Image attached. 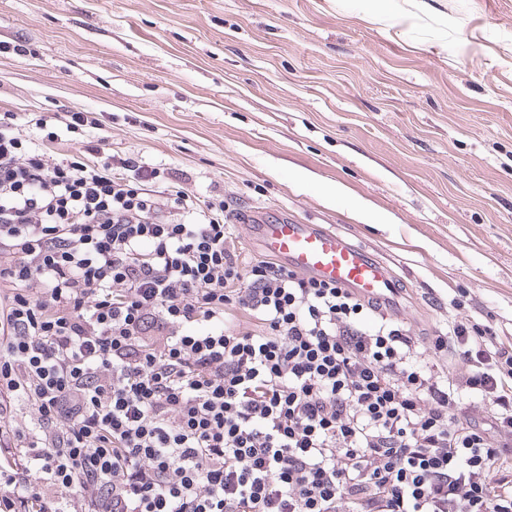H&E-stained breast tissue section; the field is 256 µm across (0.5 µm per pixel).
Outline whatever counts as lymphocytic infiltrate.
<instances>
[{
  "mask_svg": "<svg viewBox=\"0 0 512 512\" xmlns=\"http://www.w3.org/2000/svg\"><path fill=\"white\" fill-rule=\"evenodd\" d=\"M13 118L0 512H512V346L490 325L452 307L410 336L388 303L242 258L223 205L158 198L138 155L65 156Z\"/></svg>",
  "mask_w": 512,
  "mask_h": 512,
  "instance_id": "1",
  "label": "lymphocytic infiltrate"
}]
</instances>
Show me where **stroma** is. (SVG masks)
Returning a JSON list of instances; mask_svg holds the SVG:
<instances>
[{"label":"stroma","instance_id":"1","mask_svg":"<svg viewBox=\"0 0 512 512\" xmlns=\"http://www.w3.org/2000/svg\"><path fill=\"white\" fill-rule=\"evenodd\" d=\"M95 113L56 152H134L152 190L319 224L391 273L410 335L512 343V0H0V113Z\"/></svg>","mask_w":512,"mask_h":512}]
</instances>
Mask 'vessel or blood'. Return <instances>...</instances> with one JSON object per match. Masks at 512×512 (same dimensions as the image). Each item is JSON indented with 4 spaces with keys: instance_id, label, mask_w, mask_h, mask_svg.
Here are the masks:
<instances>
[{
    "instance_id": "obj_1",
    "label": "vessel or blood",
    "mask_w": 512,
    "mask_h": 512,
    "mask_svg": "<svg viewBox=\"0 0 512 512\" xmlns=\"http://www.w3.org/2000/svg\"><path fill=\"white\" fill-rule=\"evenodd\" d=\"M253 233L265 253L294 271L374 301H386L395 294V282L386 266L332 230L277 221L254 225Z\"/></svg>"
}]
</instances>
